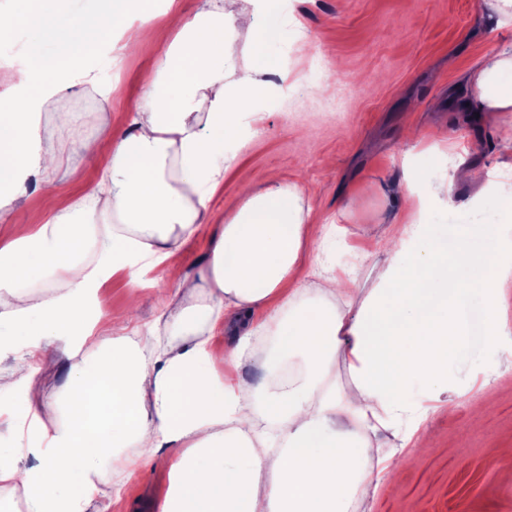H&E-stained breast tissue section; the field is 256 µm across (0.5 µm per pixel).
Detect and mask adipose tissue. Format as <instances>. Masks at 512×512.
<instances>
[{
	"mask_svg": "<svg viewBox=\"0 0 512 512\" xmlns=\"http://www.w3.org/2000/svg\"><path fill=\"white\" fill-rule=\"evenodd\" d=\"M32 2L25 56L0 73L15 91L0 98V191L12 200L58 174L63 152L42 147L39 116L64 82L94 83L90 54L134 49L158 17L176 38L145 78L128 131L97 143L69 136L110 160L93 200L108 222H89L83 207L33 233L15 227L0 248V360L25 357L0 369V394L17 396L28 422L24 446L0 445V487L22 489L27 512H85L86 490L110 500L113 475L159 458L170 478L161 512H351L376 490L378 435L393 429L412 386L438 399L449 362L478 344L512 369L501 315L512 237L498 225H451L408 247L407 210L376 242L371 287L333 273L308 284L300 272L317 262L327 228L312 223L299 185L275 174L243 190L207 265L166 293L163 336L132 340L97 292L117 271L135 281L163 269L207 222L224 144L252 118L274 65L269 47L288 33L283 0L236 13L198 0L189 14L175 0L156 13L148 0H104L76 24L57 0ZM468 84V111L512 112V49L487 57ZM45 278L52 296L22 305L23 288ZM227 320L236 342L214 352ZM59 351L69 373L60 418L48 424L33 404ZM218 365L236 376L217 378ZM246 365L260 379L241 375ZM27 454L38 466H22Z\"/></svg>",
	"mask_w": 512,
	"mask_h": 512,
	"instance_id": "obj_1",
	"label": "adipose tissue"
}]
</instances>
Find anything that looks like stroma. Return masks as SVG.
I'll list each match as a JSON object with an SVG mask.
<instances>
[{
  "instance_id": "obj_1",
  "label": "stroma",
  "mask_w": 512,
  "mask_h": 512,
  "mask_svg": "<svg viewBox=\"0 0 512 512\" xmlns=\"http://www.w3.org/2000/svg\"><path fill=\"white\" fill-rule=\"evenodd\" d=\"M477 0H288V12L301 23L299 32L272 44L270 53L294 86L287 94L272 90L280 80L271 74L269 91L252 107L262 115L256 130L224 145L228 159L224 180L208 203L209 220L186 240L162 275L148 273L139 289L144 303L131 315L129 334L142 339L163 310L159 289L175 288L185 276L207 263L212 238L242 185L262 187L269 172L297 181L315 223L338 226L321 253L359 287H369L370 264L360 253L366 234L386 226L402 206L387 192L396 180L409 179L412 198L427 225L497 224L512 235V175L503 172L507 158L497 136L498 118L465 111L469 89L466 71L486 55L512 46V25H485L477 19ZM154 40L132 54L100 63L97 85H78L57 94L39 119L44 148L64 147L70 126L67 113L87 142L124 130L142 98L140 77L157 63L158 46L171 32L156 25ZM324 56L330 75L309 80L308 51ZM349 87L344 119L329 112L340 87ZM414 123L420 141L406 140L402 128ZM476 164L484 186L454 182L447 197L430 196L428 185L451 173L458 160ZM106 166L91 162L78 148L66 160L52 186L57 212L68 213L85 202ZM357 198L349 211L336 204L339 195ZM486 350L475 351L451 373L466 392L455 415L427 412L436 446L426 457L411 460L398 435L414 417L406 410L394 432L380 433L393 463L381 476L375 494L359 502L356 512H512V487L502 485L490 466L491 456L512 460V370L484 380L490 363ZM68 373L65 360L43 368V386L34 408L46 421L58 415L57 402ZM489 405L483 416L472 405ZM112 500L93 499L87 512H159L168 490L162 462L138 465L116 479Z\"/></svg>"
}]
</instances>
